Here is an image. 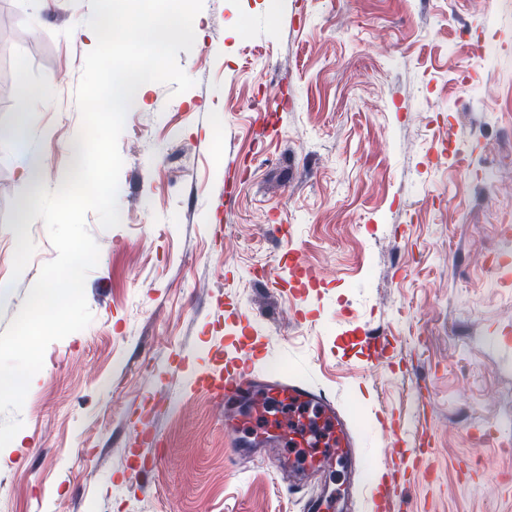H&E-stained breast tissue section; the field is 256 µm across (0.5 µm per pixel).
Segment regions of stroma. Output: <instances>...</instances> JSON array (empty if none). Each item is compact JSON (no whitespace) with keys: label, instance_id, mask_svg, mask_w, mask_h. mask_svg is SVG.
Instances as JSON below:
<instances>
[{"label":"stroma","instance_id":"stroma-1","mask_svg":"<svg viewBox=\"0 0 512 512\" xmlns=\"http://www.w3.org/2000/svg\"><path fill=\"white\" fill-rule=\"evenodd\" d=\"M90 15L0 0V333L56 256L29 218L15 91L42 92L28 146L56 190ZM194 30L193 87L149 84L126 114L121 223L86 218L93 320L45 351L0 450V512H303L326 486L394 512L353 466L298 484L231 457L192 383L246 344L335 399L374 465L398 455L411 512H512V0H204Z\"/></svg>","mask_w":512,"mask_h":512}]
</instances>
